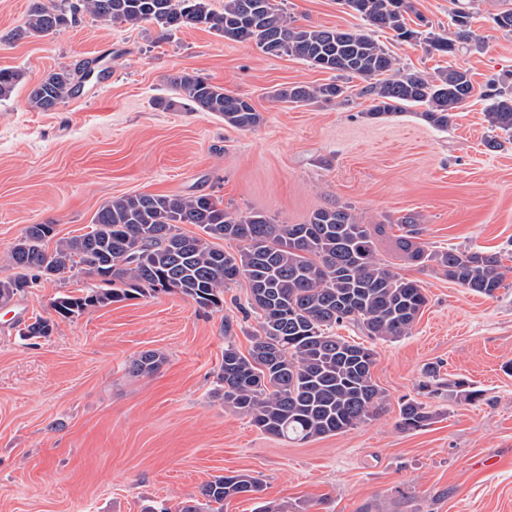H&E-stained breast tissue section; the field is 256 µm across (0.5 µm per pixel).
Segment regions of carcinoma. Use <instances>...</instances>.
Segmentation results:
<instances>
[{
  "mask_svg": "<svg viewBox=\"0 0 512 512\" xmlns=\"http://www.w3.org/2000/svg\"><path fill=\"white\" fill-rule=\"evenodd\" d=\"M343 2L367 25L390 30L406 42L421 35L406 21L411 0ZM81 10L131 26L157 24L167 32L205 27L226 40L253 43L266 54L296 57L336 73L329 83L276 89L273 98L280 102L345 101L347 87L338 80L355 76L367 82L361 94L372 101L369 116H392L419 106L427 124L444 130L474 92L471 74L462 67L450 66L433 77L406 72L366 30L297 26L278 0H224L221 10L212 9L208 0H79L68 9L36 3L16 37L49 36L74 23ZM456 25L455 38L435 35L429 38L431 48L454 54L456 43L470 37L462 10ZM21 80L20 71L1 68L0 100L9 98ZM169 83L182 103L196 112L218 114L233 128L251 130L263 122L249 98L227 93L199 75L178 72ZM79 88L72 71L54 70L31 88L28 101L39 111H52ZM487 97L489 125L512 137V95L491 88ZM183 224L199 232L189 235ZM214 239L236 242L237 250L226 252ZM7 255L12 273L0 277L1 306L43 277L84 273L96 278L80 295L59 293L51 300V309L64 319L174 291L204 310L219 309L224 289L246 282L259 328L250 336L248 353L230 341L224 346L213 394L225 408L250 417L261 432L285 440L345 433L386 410L384 391L372 377L376 352L336 335L335 325L349 322L372 341H397L411 334L428 304L419 281L378 260L374 228L360 223L348 206L320 208L304 224H276L261 212H230L209 194L126 195L102 205L81 235L58 239L53 224L29 225ZM411 257L479 294L492 297L504 287L505 266L497 253L416 247ZM53 329L51 319L37 317L19 329V336L47 337ZM163 361V354L145 351L130 361L128 371L151 375ZM445 387L450 396L481 398L460 378L438 385ZM432 419L425 404L409 399L400 406L397 428L419 431ZM260 490L259 479L250 474L220 475L201 487L202 499L158 512H224L225 501Z\"/></svg>",
  "mask_w": 512,
  "mask_h": 512,
  "instance_id": "1",
  "label": "carcinoma"
}]
</instances>
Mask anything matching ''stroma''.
<instances>
[{
  "instance_id": "stroma-1",
  "label": "stroma",
  "mask_w": 512,
  "mask_h": 512,
  "mask_svg": "<svg viewBox=\"0 0 512 512\" xmlns=\"http://www.w3.org/2000/svg\"><path fill=\"white\" fill-rule=\"evenodd\" d=\"M33 2L0 0V68L24 76L0 100V275L27 225L76 236L115 197L208 194L279 224L351 207L360 222L379 225V259L419 280L428 304L409 336L375 343L385 412L339 435L290 443L212 395L225 344L248 352L258 327L246 285L225 289L220 310L161 293L56 320L51 336L25 340L20 328L52 316L53 297L93 283L70 273L41 279L0 306V512H143L199 497L207 481L233 471L260 478L263 490L226 501L224 512H254L262 501L288 512H512V374L503 369L512 361V140L487 148L483 96L491 83L512 90V31L492 21L512 0H413L436 35L454 34V7L469 13L472 37L453 55L375 32L405 70H470L475 92L445 130L412 107L371 118L357 78L344 104L276 102L274 89L333 75L204 27L166 36L155 24L84 12L50 36L16 38ZM285 9L305 25L364 26L342 0H285ZM94 59L102 79L52 111L31 107L29 89L47 73ZM177 72L249 97L263 123L238 130L175 101L168 78ZM161 99L172 107H158ZM406 214L418 216L417 243L427 251L500 253L503 288L489 298L413 261L397 226ZM147 350L165 363L130 375L129 362ZM430 366L465 379L481 398L432 392ZM410 398L435 418L405 433L396 422Z\"/></svg>"
}]
</instances>
